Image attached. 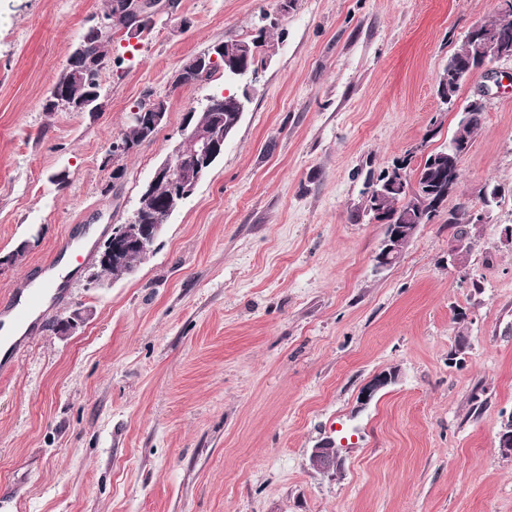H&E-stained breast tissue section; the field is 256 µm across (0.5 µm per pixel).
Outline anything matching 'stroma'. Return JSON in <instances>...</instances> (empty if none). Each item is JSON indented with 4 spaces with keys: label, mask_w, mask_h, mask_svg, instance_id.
<instances>
[{
    "label": "stroma",
    "mask_w": 512,
    "mask_h": 512,
    "mask_svg": "<svg viewBox=\"0 0 512 512\" xmlns=\"http://www.w3.org/2000/svg\"><path fill=\"white\" fill-rule=\"evenodd\" d=\"M106 7L0 0V254L41 231L0 297L43 295L0 376V512H512L497 443L512 417V59L461 89L491 102L460 187L381 274L364 210L370 176L447 145L457 116L436 78L497 0H169L139 39L113 34L97 114L47 111ZM261 25L275 53L149 259L33 278L69 234L127 223L186 114L224 91L220 76L173 87L179 66ZM149 95L165 125L111 155ZM487 184L502 189L492 221L449 268L447 212ZM326 439L335 477L310 463ZM396 371H383L373 376L369 383L359 393V409H364L372 399L383 389L396 381Z\"/></svg>",
    "instance_id": "obj_1"
}]
</instances>
